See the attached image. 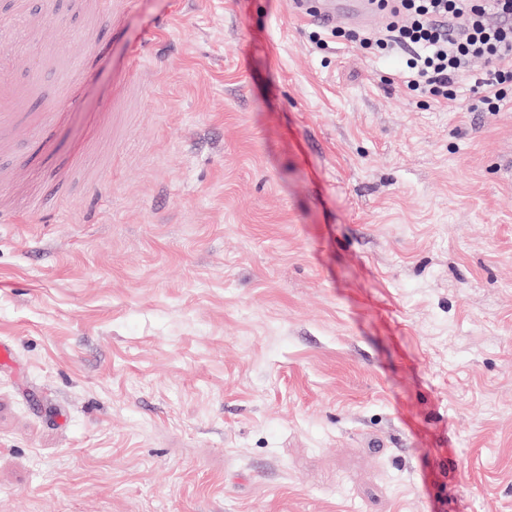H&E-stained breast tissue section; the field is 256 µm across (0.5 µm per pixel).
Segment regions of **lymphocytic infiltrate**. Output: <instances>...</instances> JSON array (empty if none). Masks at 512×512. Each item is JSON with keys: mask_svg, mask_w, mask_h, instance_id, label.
Listing matches in <instances>:
<instances>
[{"mask_svg": "<svg viewBox=\"0 0 512 512\" xmlns=\"http://www.w3.org/2000/svg\"><path fill=\"white\" fill-rule=\"evenodd\" d=\"M374 7L388 18L376 43L410 52L405 66L412 90L447 95L481 59L488 69L473 86L486 109L500 107L501 87L512 81V23L494 25L489 18L512 16V0H375Z\"/></svg>", "mask_w": 512, "mask_h": 512, "instance_id": "lymphocytic-infiltrate-1", "label": "lymphocytic infiltrate"}]
</instances>
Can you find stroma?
Masks as SVG:
<instances>
[{
  "label": "stroma",
  "mask_w": 512,
  "mask_h": 512,
  "mask_svg": "<svg viewBox=\"0 0 512 512\" xmlns=\"http://www.w3.org/2000/svg\"><path fill=\"white\" fill-rule=\"evenodd\" d=\"M32 7L0 512H512V87L418 94L294 0H138L69 105L82 0Z\"/></svg>",
  "instance_id": "1"
}]
</instances>
